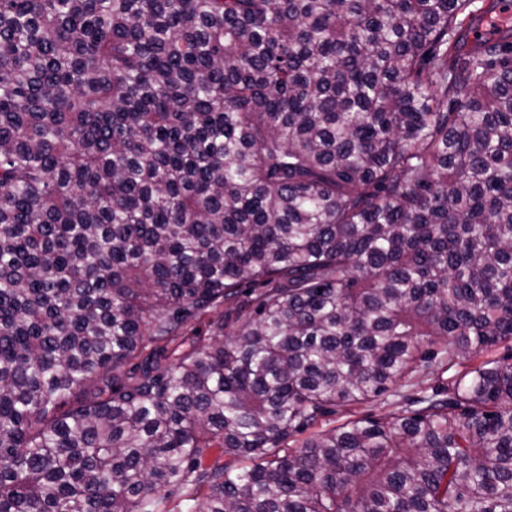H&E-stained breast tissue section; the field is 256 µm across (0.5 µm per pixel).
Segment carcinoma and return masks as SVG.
Returning <instances> with one entry per match:
<instances>
[{
	"instance_id": "cac0c4a2",
	"label": "carcinoma",
	"mask_w": 512,
	"mask_h": 512,
	"mask_svg": "<svg viewBox=\"0 0 512 512\" xmlns=\"http://www.w3.org/2000/svg\"><path fill=\"white\" fill-rule=\"evenodd\" d=\"M497 4L0 0V512H512ZM398 398L393 397H379L373 400L356 404L353 406H349L336 415H331L324 417L323 420L319 422V424L312 430L307 431L306 433L295 437L293 440L295 442H289L292 447H298L301 442L310 435L311 432L320 430L322 428H331L341 423V421L347 419L349 416L351 418H360L363 416H379L386 414L400 405L397 401Z\"/></svg>"
}]
</instances>
